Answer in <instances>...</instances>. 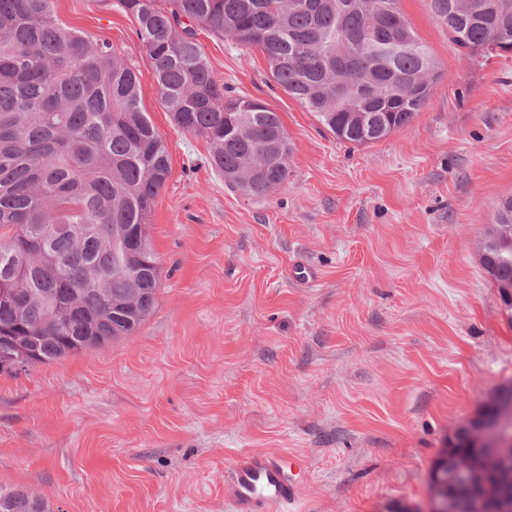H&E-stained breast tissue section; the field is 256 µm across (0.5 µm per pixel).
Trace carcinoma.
I'll return each instance as SVG.
<instances>
[{"label":"carcinoma","instance_id":"cac0c4a2","mask_svg":"<svg viewBox=\"0 0 512 512\" xmlns=\"http://www.w3.org/2000/svg\"><path fill=\"white\" fill-rule=\"evenodd\" d=\"M398 0H116L175 124L204 137L224 182L263 198L288 178L280 113L228 94L198 40L202 27L264 55L272 80L337 139L355 145L405 129L432 96L435 58ZM471 58L512 53V0H431ZM238 104L234 119L227 106ZM170 175L143 111L135 67L65 27L50 0H0V339L32 338L30 360L64 359L132 334L160 283L148 218ZM66 224L64 232L55 225ZM45 251L34 255L32 241ZM495 284L512 283V197L483 246ZM0 512H47L25 490Z\"/></svg>","mask_w":512,"mask_h":512}]
</instances>
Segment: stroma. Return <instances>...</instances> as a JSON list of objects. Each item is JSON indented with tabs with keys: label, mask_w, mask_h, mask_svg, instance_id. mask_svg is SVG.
Returning <instances> with one entry per match:
<instances>
[{
	"label": "stroma",
	"mask_w": 512,
	"mask_h": 512,
	"mask_svg": "<svg viewBox=\"0 0 512 512\" xmlns=\"http://www.w3.org/2000/svg\"><path fill=\"white\" fill-rule=\"evenodd\" d=\"M398 8L437 61L430 100L367 145L326 131L263 54L198 39L237 96L279 112L287 180L229 188L164 107L132 15L53 0L135 65L170 176L148 218L154 312L103 348L0 373V489L53 512H232L229 464L304 458L291 512L427 507L453 429L512 381V311L481 250L512 195V55L470 59L430 0Z\"/></svg>",
	"instance_id": "obj_1"
}]
</instances>
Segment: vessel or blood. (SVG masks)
<instances>
[{
    "label": "vessel or blood",
    "instance_id": "obj_1",
    "mask_svg": "<svg viewBox=\"0 0 512 512\" xmlns=\"http://www.w3.org/2000/svg\"><path fill=\"white\" fill-rule=\"evenodd\" d=\"M302 458L259 452L236 460L224 479L235 512H288L302 489Z\"/></svg>",
    "mask_w": 512,
    "mask_h": 512
}]
</instances>
